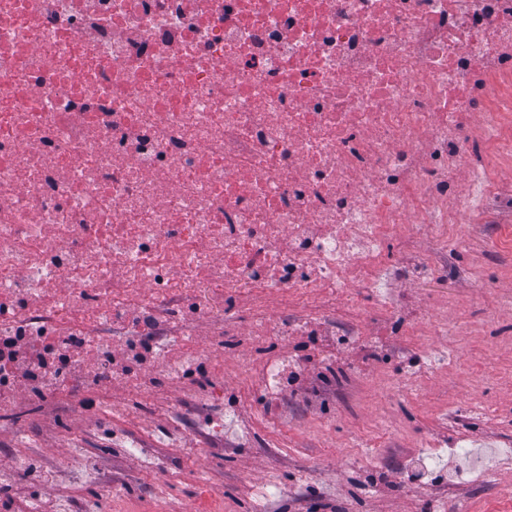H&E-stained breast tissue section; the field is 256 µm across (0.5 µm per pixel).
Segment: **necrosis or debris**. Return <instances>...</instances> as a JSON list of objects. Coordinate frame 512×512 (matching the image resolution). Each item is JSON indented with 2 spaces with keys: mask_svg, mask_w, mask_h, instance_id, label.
<instances>
[{
  "mask_svg": "<svg viewBox=\"0 0 512 512\" xmlns=\"http://www.w3.org/2000/svg\"><path fill=\"white\" fill-rule=\"evenodd\" d=\"M511 167L512 0H0V406L21 385L79 413L116 379L172 380V430L131 454L238 436L230 406L183 421L231 307L285 338L367 289L335 326L361 346L394 281L435 273L389 238L491 212ZM303 369L247 375L277 399Z\"/></svg>",
  "mask_w": 512,
  "mask_h": 512,
  "instance_id": "necrosis-or-debris-1",
  "label": "necrosis or debris"
}]
</instances>
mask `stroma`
<instances>
[{
	"label": "stroma",
	"mask_w": 512,
	"mask_h": 512,
	"mask_svg": "<svg viewBox=\"0 0 512 512\" xmlns=\"http://www.w3.org/2000/svg\"><path fill=\"white\" fill-rule=\"evenodd\" d=\"M495 225L469 215L448 227V276L427 288L410 280L395 283L400 298L395 319L371 320L367 331L379 340L386 364L371 359L370 347H338L335 360H312L298 383L278 400H266L237 371L239 361L260 367L280 352H299L315 343H333L332 327L319 337H270L254 347L244 333L251 320L236 314L238 335L225 337L224 395L238 405L241 426L251 429L253 446L231 442L155 449L156 466L109 445L95 430L99 413L75 416L65 409L44 410L26 394L14 400L22 422L40 446L29 457L38 466L33 478L17 475L10 457L0 458V491L9 512H21L28 496L82 512H256L253 487L269 477L279 480L275 512H314L327 505L335 512H429L437 503L449 512H512V462L487 481L460 479L462 457L451 446L462 437L498 440L512 458V240L498 241ZM459 311V323L474 325L467 336L430 334L421 318L436 315L442 304ZM434 354L440 362L415 383L409 366L415 353ZM118 409L112 423L120 432L145 434L162 429L165 409L180 401L178 385L164 383L131 398L122 383L110 393ZM292 421L277 454L262 452L272 421L282 411ZM431 447L436 474L408 479L402 463L419 448ZM95 467L112 477L115 492L103 497L97 487L74 483L76 473Z\"/></svg>",
	"instance_id": "1"
}]
</instances>
